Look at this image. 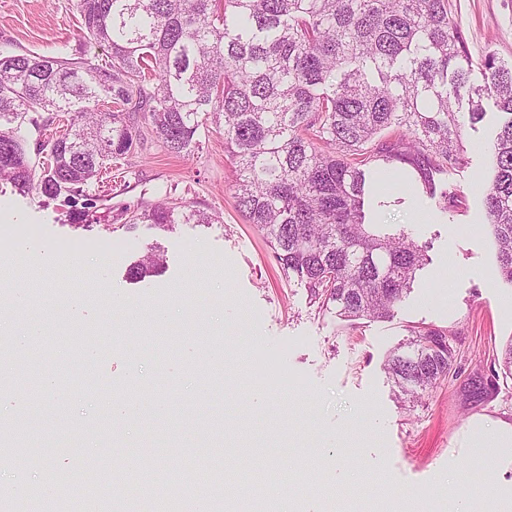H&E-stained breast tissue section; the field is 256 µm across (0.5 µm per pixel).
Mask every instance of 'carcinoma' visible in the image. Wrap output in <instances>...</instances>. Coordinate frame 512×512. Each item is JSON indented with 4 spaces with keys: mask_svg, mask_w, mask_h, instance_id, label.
<instances>
[{
    "mask_svg": "<svg viewBox=\"0 0 512 512\" xmlns=\"http://www.w3.org/2000/svg\"><path fill=\"white\" fill-rule=\"evenodd\" d=\"M83 48L63 57L0 55V180L47 199L80 194L105 160L145 138L190 156L224 130L239 171L237 207L268 239L286 272L349 321L390 316L425 265L405 233L364 224L365 170L416 166L427 184L460 165L462 114L482 98L509 115L496 135L485 208L498 277L512 284V61L490 51L483 84L463 108L473 66L447 0H76ZM105 46L111 61L94 63ZM112 99L113 108L100 102ZM73 113L68 133L36 142L26 125ZM384 130L392 142L377 143ZM167 202L127 224H209ZM164 268L154 252L127 269L141 281ZM445 332H412L387 371L403 399L418 398L455 363Z\"/></svg>",
    "mask_w": 512,
    "mask_h": 512,
    "instance_id": "carcinoma-1",
    "label": "carcinoma"
}]
</instances>
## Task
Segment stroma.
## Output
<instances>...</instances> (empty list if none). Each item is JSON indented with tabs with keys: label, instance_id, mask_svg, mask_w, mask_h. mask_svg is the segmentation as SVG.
Here are the masks:
<instances>
[{
	"label": "stroma",
	"instance_id": "35a3bbf8",
	"mask_svg": "<svg viewBox=\"0 0 512 512\" xmlns=\"http://www.w3.org/2000/svg\"><path fill=\"white\" fill-rule=\"evenodd\" d=\"M74 0H0V53L66 56L81 47ZM474 62L487 52L512 60V0H448ZM481 121L466 124V162L427 185L397 164L394 180L371 185L366 223L409 233L427 261L384 321H346L320 310L295 274L239 211L224 135L180 157L152 142L112 161L84 195L45 199L0 182V248L26 240L78 248V267L48 270L50 301L5 275L0 288L24 295L21 309L0 307L10 324L0 351L18 350L40 381L26 383L0 365V422L11 445L0 457V502L27 512L29 488L57 497L85 482L86 512H152L133 485L150 473L156 487L181 493L174 470L211 471L223 485L203 493L209 512H451L460 477L476 512H512V446L477 449L481 432L512 424V379L495 378L512 340V285L497 280L496 249L484 208L493 174V141L504 121L485 101ZM169 201L207 213L209 224L162 231L129 226L124 211ZM111 251L100 262L97 248ZM164 271L130 282V263L149 250ZM83 295L75 310L62 298ZM169 315L156 326L159 306ZM38 321L37 336L21 335ZM449 334L453 372L418 401L400 400L385 361L412 331ZM226 353L212 357L214 347ZM281 359L271 378L262 360ZM264 389L262 402L251 398ZM168 412L157 416L155 407ZM116 405L135 413L115 417ZM266 474L242 490L240 462Z\"/></svg>",
	"mask_w": 512,
	"mask_h": 512
}]
</instances>
